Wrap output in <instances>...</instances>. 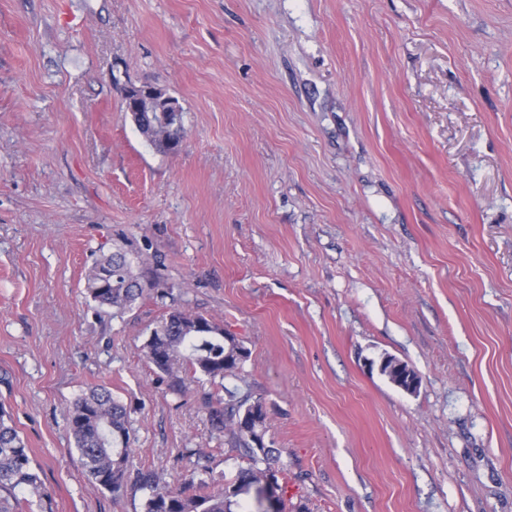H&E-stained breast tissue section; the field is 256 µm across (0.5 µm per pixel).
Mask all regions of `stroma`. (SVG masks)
<instances>
[{
  "mask_svg": "<svg viewBox=\"0 0 512 512\" xmlns=\"http://www.w3.org/2000/svg\"><path fill=\"white\" fill-rule=\"evenodd\" d=\"M128 84L182 107L149 146ZM153 256L171 296L120 316L101 255ZM249 351L288 506L512 512V0H0V405L32 457L25 512H143L135 473L233 480L206 377L145 343L170 308ZM407 363L409 394L378 371ZM128 412L120 496L64 411ZM146 140L163 152L168 151L169 145L165 140L173 141L179 137H183L182 124L175 129H171L168 125L161 122H155L144 132Z\"/></svg>",
  "mask_w": 512,
  "mask_h": 512,
  "instance_id": "obj_1",
  "label": "stroma"
}]
</instances>
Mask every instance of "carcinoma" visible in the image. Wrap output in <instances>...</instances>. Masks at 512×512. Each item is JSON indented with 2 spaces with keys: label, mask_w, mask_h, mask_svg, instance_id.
<instances>
[{
  "label": "carcinoma",
  "mask_w": 512,
  "mask_h": 512,
  "mask_svg": "<svg viewBox=\"0 0 512 512\" xmlns=\"http://www.w3.org/2000/svg\"><path fill=\"white\" fill-rule=\"evenodd\" d=\"M183 136V128H170L155 122L144 132L146 140L157 149L167 151L168 142ZM86 291L100 308L121 314L143 296L164 299L171 286L156 265L138 250H117L99 259L86 278ZM148 360L169 381V389L184 393L188 375L201 374L214 381L239 377L249 356L235 337L224 327L201 315L180 308L171 309L153 328L146 342ZM211 427L226 434L231 445L239 448L248 467L237 478L221 487L200 494H188L173 488L154 473L140 476L148 490L144 512H247L241 501L255 489L262 475L278 473L273 466L279 457L276 448H258L253 434L244 429L259 400L239 397L225 390V395L207 397ZM67 423L75 438L76 450L87 474L114 495L121 493L130 465L129 429L126 407L112 397L104 385L92 388L75 399L67 410ZM37 483L30 449L12 424L10 414L0 406V512H19L17 492Z\"/></svg>",
  "instance_id": "obj_1"
}]
</instances>
